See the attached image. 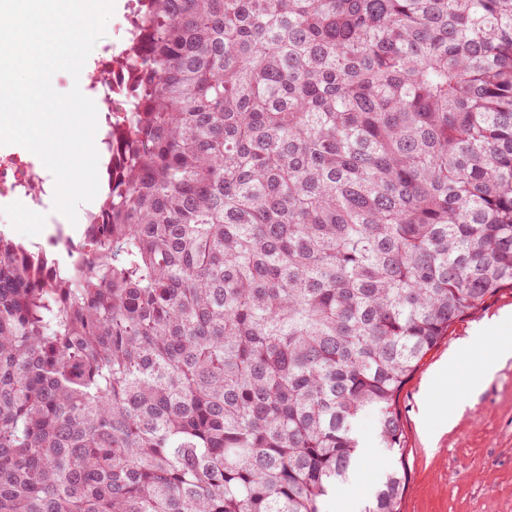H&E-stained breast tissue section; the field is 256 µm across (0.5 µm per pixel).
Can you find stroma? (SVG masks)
Wrapping results in <instances>:
<instances>
[{
  "label": "stroma",
  "mask_w": 512,
  "mask_h": 512,
  "mask_svg": "<svg viewBox=\"0 0 512 512\" xmlns=\"http://www.w3.org/2000/svg\"><path fill=\"white\" fill-rule=\"evenodd\" d=\"M505 312L512 313L511 288L458 319L423 359L398 398L403 454L380 444L376 412L358 417L355 431L365 435L367 448L346 483L350 512H362L386 473L400 463L407 472L402 512H512V358L485 379L474 358L443 380L441 390L429 383L438 361ZM430 403L454 416L431 440L421 427L422 409Z\"/></svg>",
  "instance_id": "obj_1"
}]
</instances>
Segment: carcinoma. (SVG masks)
I'll return each instance as SVG.
<instances>
[{
    "label": "carcinoma",
    "mask_w": 512,
    "mask_h": 512,
    "mask_svg": "<svg viewBox=\"0 0 512 512\" xmlns=\"http://www.w3.org/2000/svg\"><path fill=\"white\" fill-rule=\"evenodd\" d=\"M129 26L74 256L0 234V512H321L355 418L403 454L402 388L512 288V0H135Z\"/></svg>",
    "instance_id": "obj_1"
}]
</instances>
